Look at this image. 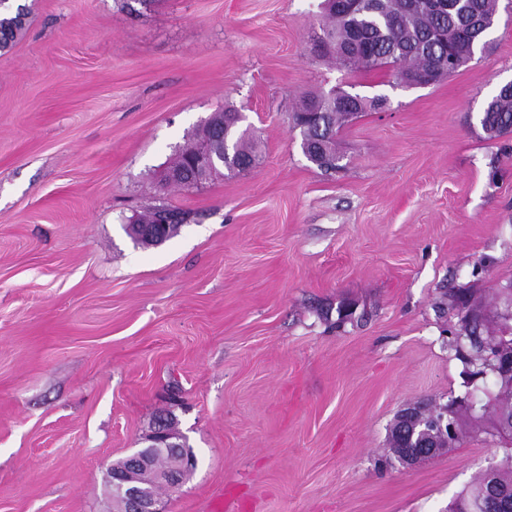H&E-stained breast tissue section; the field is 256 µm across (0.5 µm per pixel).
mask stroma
Returning <instances> with one entry per match:
<instances>
[{"mask_svg": "<svg viewBox=\"0 0 512 512\" xmlns=\"http://www.w3.org/2000/svg\"><path fill=\"white\" fill-rule=\"evenodd\" d=\"M0 52V512H116L112 464L170 411L198 459L166 512H448L505 448L406 467L400 410L472 387L447 299L489 319L512 287V136L479 115L512 82V12L426 87L314 52L322 0H21ZM386 97L302 152L309 93ZM241 112L257 164L163 188L175 149ZM192 211L162 245L124 231ZM6 0H0V51L11 48L23 36L29 18V12L18 7L14 14L2 15L1 7ZM161 212H166L170 219V225L165 231L164 242H166L168 239H170L176 233L178 227L181 224L187 223V221H189L191 218L190 212L184 211V210L176 208V207H172L165 203H161L159 205H155L152 208H150L146 213H144L145 216L138 217L137 221L139 222V224L150 223L154 219L155 215L157 213H161ZM139 224H135V225L138 226ZM129 230H130L129 225L125 226V232L127 233V235L130 238H132L135 242H137L141 245L155 246V245L164 243V242L159 243V241H157L153 238H151V239L146 238V237L142 236L138 231H135L134 228L132 230L134 232H136L139 236L133 235L132 233H130ZM389 444H390V452L393 455V457L400 462L404 458V455L408 452L409 448L407 446L404 432L401 429L400 421L398 418H396L390 428L389 433ZM418 449H421L424 453L419 454L414 457H407L402 460L405 466L409 467L414 465L415 463H412V458H422V457H428L433 455L434 453H437L440 450V447L438 446H432L429 441L421 440L419 442ZM428 452V453H426Z\"/></svg>", "mask_w": 512, "mask_h": 512, "instance_id": "obj_1", "label": "stroma"}]
</instances>
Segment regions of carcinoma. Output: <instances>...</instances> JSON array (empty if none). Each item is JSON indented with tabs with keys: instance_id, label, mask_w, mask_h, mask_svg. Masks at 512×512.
<instances>
[{
	"instance_id": "obj_1",
	"label": "carcinoma",
	"mask_w": 512,
	"mask_h": 512,
	"mask_svg": "<svg viewBox=\"0 0 512 512\" xmlns=\"http://www.w3.org/2000/svg\"><path fill=\"white\" fill-rule=\"evenodd\" d=\"M447 8L439 12L431 11L415 18L399 12L393 0H359L356 10L342 17L333 6L325 4L322 35L318 42L330 44V53L339 63L351 72L385 67L395 78H414L428 71L434 54L440 47L426 40L427 32L439 29L448 35V43L459 53L469 56L485 47L484 38L493 28L488 24L483 29L469 28L463 19L478 11L484 19L491 20L497 14L499 0H446ZM29 12L17 8L16 12L0 14V51L11 48L23 36L28 24ZM377 109L376 100L360 102L348 109L342 103V96L330 94L307 95L301 100L294 118H306L302 137V150L307 159L318 168L329 171L338 166L331 164L333 139L343 120L352 118L367 110ZM479 124L486 139L492 141L512 134V93L500 92L487 104L479 115ZM207 136L205 127H200L192 141L175 150L170 166L184 163L197 142ZM209 137V136H207ZM212 148L224 152V140L218 136L209 137ZM235 166L225 170L211 169L194 172L189 181L178 183L182 188H193L223 173H240L251 168L256 158V143L243 130L234 138ZM161 212L168 214L170 225L165 231V239H170L178 227L191 218V213L165 203L150 208L145 216L137 218L141 224L151 222ZM467 288H460L450 295L451 306L457 309L458 329L451 346L456 357L464 364L471 375L478 371L492 372L484 363V356L495 341L493 334L484 333V319L481 311L469 305ZM486 402L480 409L487 410L490 416L512 417V379L498 381L497 391L485 393ZM448 425L454 430L445 441L446 446L467 438L475 430L468 414L458 410H448ZM390 452L400 461L408 452V446L401 429L400 421L394 420L389 433ZM494 483L512 490V453L504 456L492 473H483L472 484L463 489L449 512H482L481 502L484 488Z\"/></svg>"
}]
</instances>
